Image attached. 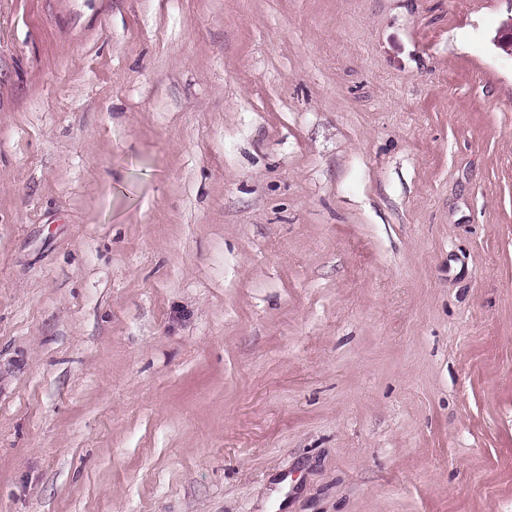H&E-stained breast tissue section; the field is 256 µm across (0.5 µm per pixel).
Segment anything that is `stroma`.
Segmentation results:
<instances>
[{
	"instance_id": "1",
	"label": "stroma",
	"mask_w": 512,
	"mask_h": 512,
	"mask_svg": "<svg viewBox=\"0 0 512 512\" xmlns=\"http://www.w3.org/2000/svg\"><path fill=\"white\" fill-rule=\"evenodd\" d=\"M512 0H0V512H512Z\"/></svg>"
}]
</instances>
